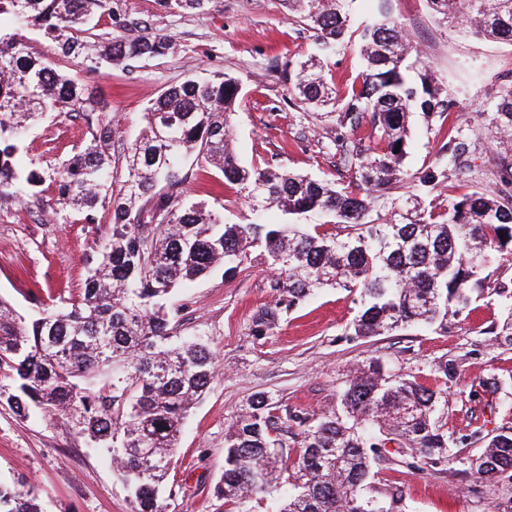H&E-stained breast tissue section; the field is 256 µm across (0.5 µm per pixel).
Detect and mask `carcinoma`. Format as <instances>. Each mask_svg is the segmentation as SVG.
<instances>
[{
	"mask_svg": "<svg viewBox=\"0 0 512 512\" xmlns=\"http://www.w3.org/2000/svg\"><path fill=\"white\" fill-rule=\"evenodd\" d=\"M208 0H157L163 10L201 11ZM356 0H285L308 21L323 57L343 45ZM361 23L364 69L342 95L329 86L324 65H296L293 88L323 112L339 111L344 134L336 146L354 177L345 185L291 172L265 161L245 165L236 151L232 116L243 104L241 80L226 74L188 79L164 89L144 111L145 130L123 154V177L112 170L117 121L93 90L56 70L57 62L29 54L17 26L43 33L63 59L85 69H126L174 49L171 36L127 32L114 0H0V204L17 198V185L41 201L51 192L53 212L96 223L112 210V230L78 295L46 304L26 323L0 299V401L18 412L60 416L76 433L106 449L130 488L134 512H166L161 490L181 428L216 376L214 356L198 337L181 338L170 305L179 288L224 267L228 273L264 248L277 272L278 297L253 316L263 336L282 315L322 288L349 291L360 310L354 335L372 338L412 325L445 329L469 302L474 278L512 255V194L471 191L436 212L396 204L385 190L403 181L412 116L444 115L431 77L408 62L413 47L391 0H373ZM436 19L460 31L512 44V0H426ZM117 34L91 32L95 11ZM512 131V82L493 104ZM49 112L82 120L88 141L68 160L45 169L19 166L23 131ZM372 144L355 138L363 121ZM399 153H394V150ZM467 146L442 144L435 163L417 176L423 193L448 180ZM217 168L224 185L258 216L249 224L224 210L183 203L178 187L190 162ZM390 208L378 222L375 208ZM497 340L512 346V295ZM441 392L385 372L378 359L351 371L339 407L311 418L263 397L236 416L226 438L217 495L231 504L261 496L275 512H363L375 498L383 512H404L403 491L370 482L387 442L398 444V465L460 466L475 483L508 486L493 512H512V424L492 433L476 429L448 446L434 422ZM299 428L294 449L279 424ZM476 452H462L474 443ZM286 482H281L283 472ZM0 512H41L33 490L0 482Z\"/></svg>",
	"mask_w": 512,
	"mask_h": 512,
	"instance_id": "cac0c4a2",
	"label": "carcinoma"
}]
</instances>
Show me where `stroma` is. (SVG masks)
Segmentation results:
<instances>
[{
	"label": "stroma",
	"mask_w": 512,
	"mask_h": 512,
	"mask_svg": "<svg viewBox=\"0 0 512 512\" xmlns=\"http://www.w3.org/2000/svg\"><path fill=\"white\" fill-rule=\"evenodd\" d=\"M422 67L455 106L446 118L414 114L404 166L417 173L435 161L444 140L469 145L465 168L441 191L426 195L412 183L392 190L444 208L473 190L497 191L512 167V135L500 133L491 106L512 75V45L459 35L440 23L426 0H393ZM127 19L171 35L174 49L138 61L133 70L86 71L74 60L61 68L88 84L119 121L113 160L140 134L146 106L168 86L204 74L226 73L242 81L245 104L234 117L238 154L247 164L273 158L283 167L346 182L350 171L336 146L338 113L302 104L288 76L307 60L314 32L291 15L282 0H209L205 10H162L157 0H121ZM336 87L362 70L360 40L349 31L328 64ZM88 135L80 120L47 115L25 140V157L37 167L57 164ZM214 167L189 169L184 194L196 202L223 204L224 216L247 223L250 213L234 190L222 186ZM112 212L99 209L93 224L54 222L50 206L33 200L0 208V299L22 316L50 297L82 288L92 260L110 231ZM462 315L447 330L409 326L363 339L351 322L359 306L347 292L323 289L289 312L266 336H253L252 317L272 303L275 276L253 247L236 273L215 271L173 296L182 314L181 336H202L219 372L192 409L178 439L163 489L167 512H227L215 487L224 473L225 437L235 417L259 396L311 416L335 407L351 370L380 359L390 374L443 390L435 420L449 438L479 428L491 431L512 420V346L499 344L505 317L495 288L512 291V258L485 271ZM449 372H442V365ZM377 481L400 486L405 512H491L502 485L472 483L443 466L422 469L376 464ZM0 478L34 487L45 512H131L129 490L108 455L76 434L61 418L38 411L19 416L0 402Z\"/></svg>",
	"instance_id": "obj_1"
}]
</instances>
